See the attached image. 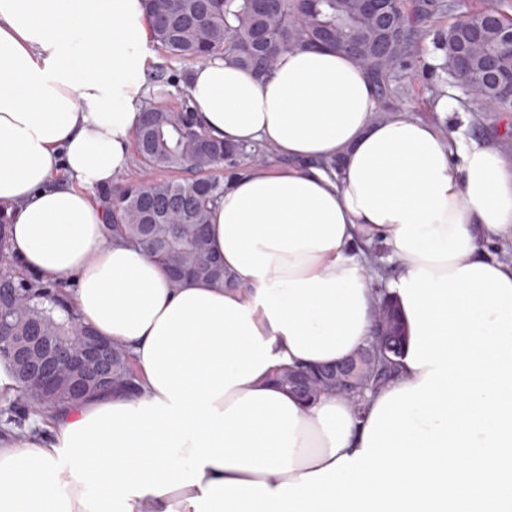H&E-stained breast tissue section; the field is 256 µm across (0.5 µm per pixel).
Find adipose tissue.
Segmentation results:
<instances>
[{
  "label": "adipose tissue",
  "instance_id": "ef3b65f1",
  "mask_svg": "<svg viewBox=\"0 0 512 512\" xmlns=\"http://www.w3.org/2000/svg\"><path fill=\"white\" fill-rule=\"evenodd\" d=\"M151 36L142 0H0V207L22 269L72 278L80 322L131 351L140 387L0 436V512H512V168L489 142L377 115L328 47L263 81L222 59L187 94L212 137L286 165L229 180L210 238L228 287L168 286L106 238L94 200L130 165ZM384 245L402 375L364 413L275 385L370 338Z\"/></svg>",
  "mask_w": 512,
  "mask_h": 512
}]
</instances>
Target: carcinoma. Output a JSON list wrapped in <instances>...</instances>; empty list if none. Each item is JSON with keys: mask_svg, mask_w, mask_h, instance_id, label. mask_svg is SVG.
Instances as JSON below:
<instances>
[{"mask_svg": "<svg viewBox=\"0 0 512 512\" xmlns=\"http://www.w3.org/2000/svg\"><path fill=\"white\" fill-rule=\"evenodd\" d=\"M153 40L168 55L204 63L215 58L234 61L261 78L271 76L284 53L298 48L326 46L352 57L374 84L379 100L387 96L393 75L411 66L413 51L433 31L434 19L443 10L442 0H419L416 14L407 0H393L387 28L359 10L357 0H267L258 12L253 0H143ZM507 0H490L478 12L454 17L438 34L443 51L441 68H452L458 41L473 26L491 25L483 45L473 50V67L466 73L475 99L498 112H512L506 102L483 80L482 62L491 54L499 70L512 71V49L499 45L496 32L512 25ZM186 104L174 112L153 100L144 102L137 129L135 159L162 178L129 181L119 187L112 204L107 234L121 237L153 258L166 272L171 287L184 280L173 277L176 268L191 272L190 279L213 286L229 285L224 263L208 246L212 207L224 194V163L238 151L235 146L209 137L190 117ZM13 288L16 300L9 311L13 335L29 336L35 329L70 338L80 334L76 317L57 320L45 305L47 286L30 277L0 276V289ZM396 353L380 357L373 366L365 393L374 394L392 383L401 372L403 330L392 305L384 301ZM325 367L283 369L276 383L290 391L302 381L298 397L308 403L332 391L336 378ZM114 388L135 386L130 352L121 343L112 344ZM98 394L89 386L80 397L65 392L38 395L19 392L24 405L42 413L75 405Z\"/></svg>", "mask_w": 512, "mask_h": 512, "instance_id": "cac0c4a2", "label": "carcinoma"}]
</instances>
